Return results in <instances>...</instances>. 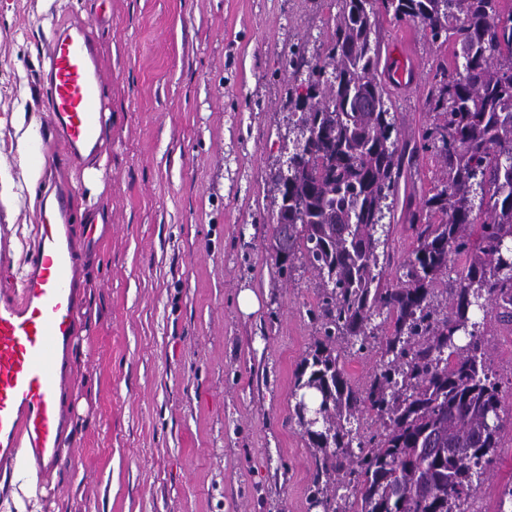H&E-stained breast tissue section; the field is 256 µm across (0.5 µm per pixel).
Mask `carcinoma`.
Here are the masks:
<instances>
[{"label":"carcinoma","mask_w":512,"mask_h":512,"mask_svg":"<svg viewBox=\"0 0 512 512\" xmlns=\"http://www.w3.org/2000/svg\"><path fill=\"white\" fill-rule=\"evenodd\" d=\"M498 2L336 0L327 62L311 65L307 81L320 100L291 91L301 142L274 229L276 258L298 254L321 277L326 341L349 336L362 350L379 330L393 356L363 390L327 349L296 382L297 416L322 454L316 471L343 473L352 512H466L497 455L500 386L476 313L490 305L512 324V11L503 15ZM376 5L457 48L453 67L434 76L426 104L436 123L421 135L445 176L409 212L417 246L397 286L375 273L405 160L368 51ZM454 256L462 263L443 316L431 295ZM366 412L386 420L367 444L344 428Z\"/></svg>","instance_id":"cac0c4a2"}]
</instances>
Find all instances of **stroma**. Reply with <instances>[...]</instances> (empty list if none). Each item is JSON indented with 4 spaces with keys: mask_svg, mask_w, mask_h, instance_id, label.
<instances>
[{
    "mask_svg": "<svg viewBox=\"0 0 512 512\" xmlns=\"http://www.w3.org/2000/svg\"><path fill=\"white\" fill-rule=\"evenodd\" d=\"M336 12V0H0V162L13 183L0 244L23 270L46 196L70 183L85 267L72 422L63 465L39 477L42 512H324L309 492L319 451L295 415L297 374L322 338V281L297 258L279 270L271 243L299 136L288 93L325 55ZM372 22L381 66L401 42L413 71L390 92L414 152L380 269L394 285L416 247L403 214L443 176L417 144L453 45L382 12ZM79 23L105 75L101 176L97 160L69 163L41 84L55 26ZM25 116L53 162L34 190L13 163ZM246 289L256 312L239 308ZM485 324L505 426L474 499L497 512L512 486V325ZM335 347L359 387L388 361L376 341Z\"/></svg>",
    "mask_w": 512,
    "mask_h": 512,
    "instance_id": "obj_1",
    "label": "stroma"
}]
</instances>
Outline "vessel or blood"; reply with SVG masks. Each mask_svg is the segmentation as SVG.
<instances>
[{
  "mask_svg": "<svg viewBox=\"0 0 512 512\" xmlns=\"http://www.w3.org/2000/svg\"><path fill=\"white\" fill-rule=\"evenodd\" d=\"M47 108L74 165L104 140L103 76L85 27L57 28L48 46ZM39 247L19 287L0 290V470L18 459L49 472L71 424L69 356L79 334L82 248L69 193L56 191L37 226Z\"/></svg>",
  "mask_w": 512,
  "mask_h": 512,
  "instance_id": "vessel-or-blood-1",
  "label": "vessel or blood"
}]
</instances>
